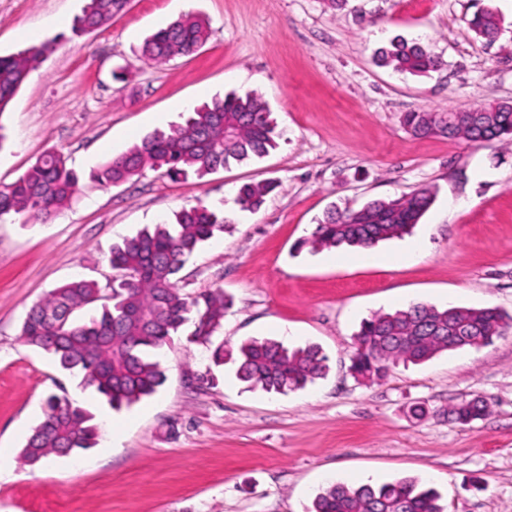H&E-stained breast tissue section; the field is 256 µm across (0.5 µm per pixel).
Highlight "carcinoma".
<instances>
[{"mask_svg": "<svg viewBox=\"0 0 512 512\" xmlns=\"http://www.w3.org/2000/svg\"><path fill=\"white\" fill-rule=\"evenodd\" d=\"M126 0H88L77 21L81 31L106 25L121 13ZM478 35L492 41L500 19L490 7L468 20ZM206 23L196 17L175 21L147 37L141 56L166 64L198 51L207 41ZM49 46L0 57V113ZM380 61L399 73L424 75L442 61L421 42L393 40ZM481 111L479 124L453 121L452 112L417 110L402 115L403 126L414 136H443L469 142L503 141L512 137V104L467 106ZM282 131L266 100L253 90L230 92L195 107L180 124L157 130L127 152L89 173L102 187L124 182L143 169L166 168L171 176L192 174L199 179L227 167L230 161L262 158L276 149ZM81 176L66 166L58 151L36 158L11 184L0 186V218L23 212L48 220L68 205L79 189ZM274 189L270 183L245 184L235 203L255 212ZM432 202L426 188L388 200H371L359 209L332 210L316 225L304 244L312 250L342 245L369 249L379 242L410 232ZM229 220L224 211L203 203L183 208L174 219L153 224L112 246L113 276L100 285L74 280L51 290L26 314L19 339L51 355L58 368L81 377L115 410L130 407L155 394L166 381L159 352L184 327L188 340L203 346L211 362H231L237 378L267 393H285L306 387L325 376L327 358L316 345L289 348L275 340L249 339L226 345L216 336L224 322L227 302L220 290L189 297L181 292L180 273L202 245L224 232ZM98 303L96 315L84 322L74 314ZM512 329V316L496 308L461 306L437 308L412 304L391 313H375L361 323L358 346L350 370L360 382L383 378L400 362L421 363L439 353L493 344ZM487 404L476 397L448 407V418L460 425L484 417ZM100 425L88 409L67 395L52 394L43 414L22 447L18 461L34 466L52 457L78 456L95 447ZM440 496L431 488L401 479L379 486L334 484L319 493L312 512H444Z\"/></svg>", "mask_w": 512, "mask_h": 512, "instance_id": "obj_1", "label": "carcinoma"}]
</instances>
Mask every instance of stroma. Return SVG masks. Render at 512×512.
Wrapping results in <instances>:
<instances>
[{"label":"stroma","mask_w":512,"mask_h":512,"mask_svg":"<svg viewBox=\"0 0 512 512\" xmlns=\"http://www.w3.org/2000/svg\"><path fill=\"white\" fill-rule=\"evenodd\" d=\"M86 0H0V55L50 51L0 113V185L44 151L81 173L182 122L194 106L253 89L284 135L276 150L204 179L147 169L102 189L82 182L49 221L0 219V512H310L333 484L412 479L435 489L445 512H512V330L480 349L397 364L361 383L350 372L362 320L422 303L512 315V147L415 137L402 113L512 102V0H130L89 32ZM501 17L495 42L468 20ZM185 15L209 38L163 66L140 59L144 39ZM396 36L442 61L425 76L378 66ZM275 181L262 208L237 211L245 182ZM432 203L411 234L358 249H297L330 208L356 209L417 189ZM204 203L231 222L186 265L181 287L222 290L232 305L225 343L270 338L314 344L329 370L285 394L250 389L231 366L176 337L163 351L167 381L121 411L100 404L23 345L30 307L75 279L106 283L113 244ZM426 256L400 261L411 244ZM69 397L102 423L95 448L34 466L16 458L46 395ZM482 419L462 427L444 411L472 397ZM428 414H411L414 405Z\"/></svg>","instance_id":"obj_1"}]
</instances>
